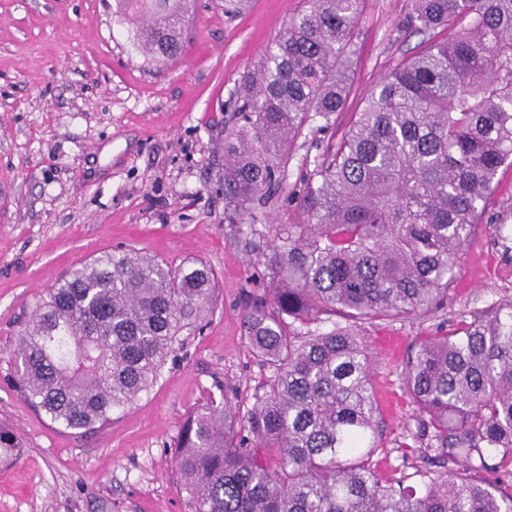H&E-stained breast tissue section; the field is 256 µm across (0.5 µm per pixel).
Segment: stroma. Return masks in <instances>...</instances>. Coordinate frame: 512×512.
Segmentation results:
<instances>
[{
	"label": "stroma",
	"instance_id": "stroma-1",
	"mask_svg": "<svg viewBox=\"0 0 512 512\" xmlns=\"http://www.w3.org/2000/svg\"><path fill=\"white\" fill-rule=\"evenodd\" d=\"M114 0H0V428L19 451L0 456V512H190L174 443L209 396L229 392L240 412L263 395L270 369L254 358L243 315L268 298L259 261L276 225L297 224L279 197L254 228L224 220L229 98L282 34L303 0H190L183 54L146 64L128 38L138 18ZM407 0H364L344 130L363 99L421 35L402 24ZM329 138L310 132L288 150L300 184ZM131 250L216 272L212 309L185 335L158 381L93 432L61 428L14 388L11 353L37 302L100 251ZM512 302V166L502 165L481 223L460 255L448 305L435 316L364 331L381 436L379 475L418 483L426 460L409 447L419 411L403 385L414 342L474 312Z\"/></svg>",
	"mask_w": 512,
	"mask_h": 512
}]
</instances>
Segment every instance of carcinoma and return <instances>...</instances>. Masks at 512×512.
<instances>
[{"label": "carcinoma", "instance_id": "obj_1", "mask_svg": "<svg viewBox=\"0 0 512 512\" xmlns=\"http://www.w3.org/2000/svg\"><path fill=\"white\" fill-rule=\"evenodd\" d=\"M182 0H116L144 16L131 34L164 64L182 43ZM230 101L224 220L257 223L275 196L297 201L263 255L270 302L247 314L254 356L272 369L245 414L229 397L184 423L176 467L190 512H512V495L458 466L512 474V303L424 336L404 383L421 409L411 439L448 469L384 481L368 324L441 311L499 168L512 159V0H408L404 27L429 38L331 135L286 192L287 145L329 131L349 95L363 0H307ZM452 31L437 40L432 32ZM202 261L174 267L104 250L41 298L11 354L16 390L51 422L92 431L147 392L214 301ZM322 315L325 332L304 331Z\"/></svg>", "mask_w": 512, "mask_h": 512}]
</instances>
